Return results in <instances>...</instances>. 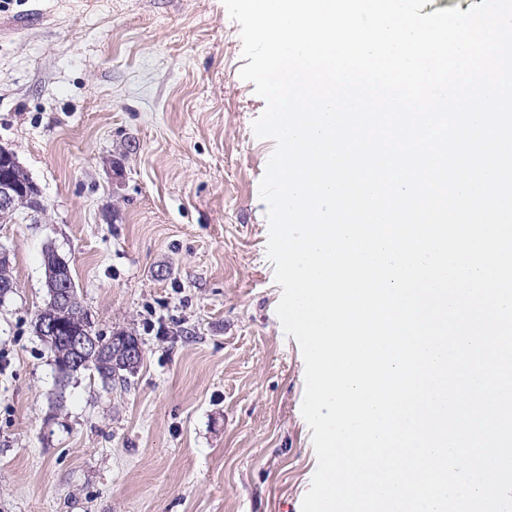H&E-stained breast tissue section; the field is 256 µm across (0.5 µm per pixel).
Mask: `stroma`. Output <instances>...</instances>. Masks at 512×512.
I'll list each match as a JSON object with an SVG mask.
<instances>
[{"mask_svg": "<svg viewBox=\"0 0 512 512\" xmlns=\"http://www.w3.org/2000/svg\"><path fill=\"white\" fill-rule=\"evenodd\" d=\"M245 64L222 0H0V147L41 189L0 223V512H301L317 458ZM50 248L94 332L139 338L135 373L58 381Z\"/></svg>", "mask_w": 512, "mask_h": 512, "instance_id": "35a3bbf8", "label": "stroma"}]
</instances>
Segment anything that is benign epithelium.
Here are the masks:
<instances>
[{
    "instance_id": "7a95c632",
    "label": "benign epithelium",
    "mask_w": 512,
    "mask_h": 512,
    "mask_svg": "<svg viewBox=\"0 0 512 512\" xmlns=\"http://www.w3.org/2000/svg\"><path fill=\"white\" fill-rule=\"evenodd\" d=\"M24 193L34 200L41 196L40 187L31 181L23 186L13 182L12 178L0 175V212L6 213L13 207L18 194ZM53 261L46 263V286L51 296L53 309L42 315L37 323V335L54 341L67 344L71 357L70 361L62 366L61 373L65 374L73 369L89 367L112 359V369L127 373L136 372L139 367L143 351L138 341L127 336L112 337V348L108 349L105 343L92 329L91 317H86L80 330L74 332L66 323V317L78 301L74 284L59 274V269L66 262L58 255H52Z\"/></svg>"
}]
</instances>
